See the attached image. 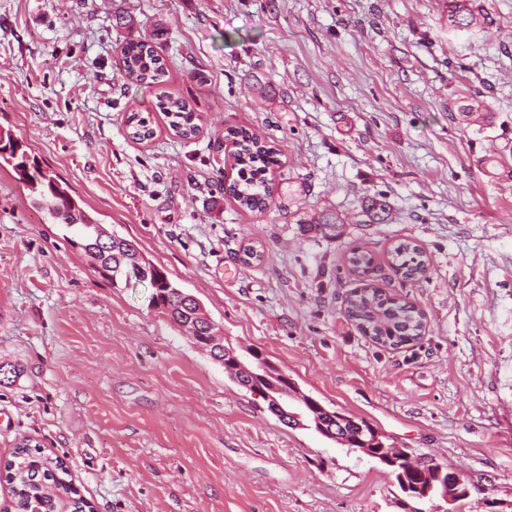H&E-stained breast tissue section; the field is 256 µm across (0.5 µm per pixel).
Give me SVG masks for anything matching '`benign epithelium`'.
<instances>
[{"label":"benign epithelium","instance_id":"7a95c632","mask_svg":"<svg viewBox=\"0 0 512 512\" xmlns=\"http://www.w3.org/2000/svg\"><path fill=\"white\" fill-rule=\"evenodd\" d=\"M197 346L224 365L234 381L238 382L241 376H247L251 384L260 390L266 401L273 403V407L283 414V420L288 425L303 427L308 422L316 425L319 431L324 429L318 416L302 412L305 406H314L312 397L304 394L286 372L272 366L270 361L264 359L261 351L251 350L257 366L250 368L240 359L232 346L224 345V336L219 331L213 330L210 335L201 337ZM435 477L438 481L435 486L415 485L416 496L438 501V505L435 506L437 512H453L451 509L443 508V504H453L468 494L461 475L457 473L446 475L440 470L436 472Z\"/></svg>","mask_w":512,"mask_h":512}]
</instances>
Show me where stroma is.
Listing matches in <instances>:
<instances>
[{
  "label": "stroma",
  "instance_id": "stroma-1",
  "mask_svg": "<svg viewBox=\"0 0 512 512\" xmlns=\"http://www.w3.org/2000/svg\"><path fill=\"white\" fill-rule=\"evenodd\" d=\"M484 3L491 28L454 31L443 0H0V130L239 355L463 476L455 512H512V0ZM158 30L159 90L121 62ZM161 91L199 115L197 137L174 135ZM475 100L488 121L460 124ZM131 112L152 140L128 137ZM235 126L279 153L261 212L222 190ZM378 191L392 219L362 223ZM322 212L340 236L301 221ZM68 233L0 169V368L19 370L0 382V460L40 445L94 512H405L388 467L263 411L150 308L149 283L100 280ZM401 240L430 257L424 278L392 268ZM250 245L264 259L247 266ZM354 248L373 286L425 313L416 342L376 344L346 317Z\"/></svg>",
  "mask_w": 512,
  "mask_h": 512
}]
</instances>
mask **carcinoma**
<instances>
[{
	"label": "carcinoma",
	"mask_w": 512,
	"mask_h": 512,
	"mask_svg": "<svg viewBox=\"0 0 512 512\" xmlns=\"http://www.w3.org/2000/svg\"><path fill=\"white\" fill-rule=\"evenodd\" d=\"M448 29L455 31L487 28L493 24L489 13L477 5V0H448ZM123 66L130 74L149 87L164 83L167 70L163 58L155 49L154 42L131 40L121 49ZM156 107L163 113L169 127L182 139H190L199 133V125L188 104L181 98L161 94ZM130 136L138 141L150 140L154 128L150 118L140 112L126 117ZM225 139L231 141L234 150L232 168L238 178L224 187L240 207L249 211H263L272 201L273 190L266 178L267 171L278 165V151L257 133L242 127H230ZM10 167L15 179L31 192L38 194L37 201L44 205L46 214L53 220L77 227L76 236L67 238L71 247L84 254H96L90 259L92 271L102 281L119 287L129 283L127 279V252L137 249L134 242L112 232L111 237L101 238L102 225L83 207L84 201L70 189L47 173L35 157L10 133H0V168ZM391 206L382 195H367L361 201V213L365 224H382L390 214ZM322 233L335 232L343 220L334 213H321L311 217ZM391 265L404 280L424 277L430 261L418 245L403 241L390 251ZM373 257L363 250L353 249L346 257V264L360 277L368 276ZM144 270L149 276L154 293L150 305L166 311V316L180 327L189 329L195 336L210 334L211 321L198 311L195 296L177 288L166 272L147 258H142ZM345 312L358 330L374 343L399 347L417 340L425 332L424 317L412 304L399 301L381 289L367 285L352 290L344 300ZM322 422L332 441L347 440L345 446L358 448L366 445L379 457L385 456L383 436L368 422L337 410L323 409ZM438 463L430 455H413L403 459L391 469L401 492L412 496L406 486L422 481L423 475L436 470ZM68 469L64 462L43 454L38 445L22 442L16 446L12 458L3 464L0 477L10 486L11 507L14 512H93L92 506L67 480Z\"/></svg>",
	"instance_id": "obj_1"
}]
</instances>
